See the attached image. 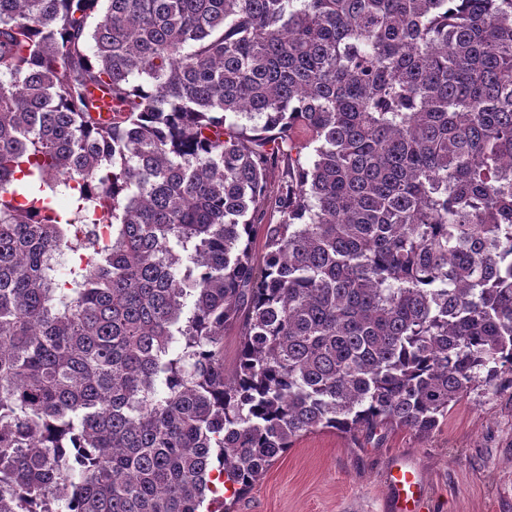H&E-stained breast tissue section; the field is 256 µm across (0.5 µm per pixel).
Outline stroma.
Masks as SVG:
<instances>
[{"instance_id":"1","label":"stroma","mask_w":512,"mask_h":512,"mask_svg":"<svg viewBox=\"0 0 512 512\" xmlns=\"http://www.w3.org/2000/svg\"><path fill=\"white\" fill-rule=\"evenodd\" d=\"M415 467L424 512H512V387L477 388L428 437L407 429L350 440L332 429L298 438L229 512H394L388 474Z\"/></svg>"}]
</instances>
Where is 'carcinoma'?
<instances>
[{"label": "carcinoma", "mask_w": 512, "mask_h": 512, "mask_svg": "<svg viewBox=\"0 0 512 512\" xmlns=\"http://www.w3.org/2000/svg\"><path fill=\"white\" fill-rule=\"evenodd\" d=\"M505 385L512 0H0V512H216Z\"/></svg>", "instance_id": "carcinoma-1"}]
</instances>
